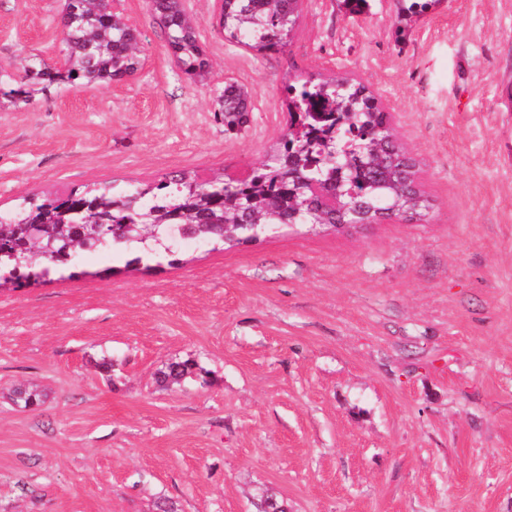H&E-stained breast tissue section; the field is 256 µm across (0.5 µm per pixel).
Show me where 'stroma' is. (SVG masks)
Returning a JSON list of instances; mask_svg holds the SVG:
<instances>
[{"mask_svg":"<svg viewBox=\"0 0 512 512\" xmlns=\"http://www.w3.org/2000/svg\"><path fill=\"white\" fill-rule=\"evenodd\" d=\"M184 0L210 63L182 74L147 0L120 11L142 67L0 104V212L88 186L245 178L288 129V80L340 74L418 162L425 221L284 224L128 269L0 291V512H512V0H302L289 45L226 41ZM65 0H0V84L64 62ZM247 88L228 131L214 99ZM207 379L159 385L173 360ZM40 392L24 408L15 388Z\"/></svg>","mask_w":512,"mask_h":512,"instance_id":"1","label":"stroma"}]
</instances>
